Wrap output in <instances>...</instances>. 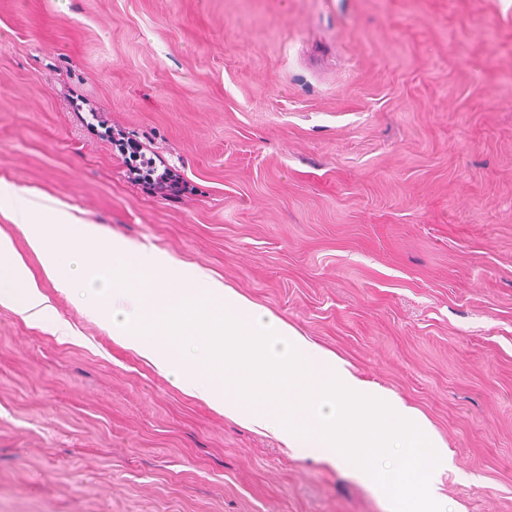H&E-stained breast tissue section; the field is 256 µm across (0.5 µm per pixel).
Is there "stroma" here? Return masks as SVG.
<instances>
[{
  "instance_id": "obj_1",
  "label": "stroma",
  "mask_w": 512,
  "mask_h": 512,
  "mask_svg": "<svg viewBox=\"0 0 512 512\" xmlns=\"http://www.w3.org/2000/svg\"><path fill=\"white\" fill-rule=\"evenodd\" d=\"M0 179L220 276L429 418L449 512H512V0H0ZM40 286L81 341L0 305V512H387ZM112 145L121 155L129 153L135 158V165L129 168V177L135 182L147 185L155 193L178 195L187 191V181L174 169L167 166L156 156L147 155L142 147H131L122 138H112ZM158 161V163H157Z\"/></svg>"
}]
</instances>
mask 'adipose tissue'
Listing matches in <instances>:
<instances>
[{
    "mask_svg": "<svg viewBox=\"0 0 512 512\" xmlns=\"http://www.w3.org/2000/svg\"><path fill=\"white\" fill-rule=\"evenodd\" d=\"M0 304L8 306L33 326L69 340L70 328L54 317L49 297L30 273L9 237L0 236Z\"/></svg>",
    "mask_w": 512,
    "mask_h": 512,
    "instance_id": "1",
    "label": "adipose tissue"
}]
</instances>
